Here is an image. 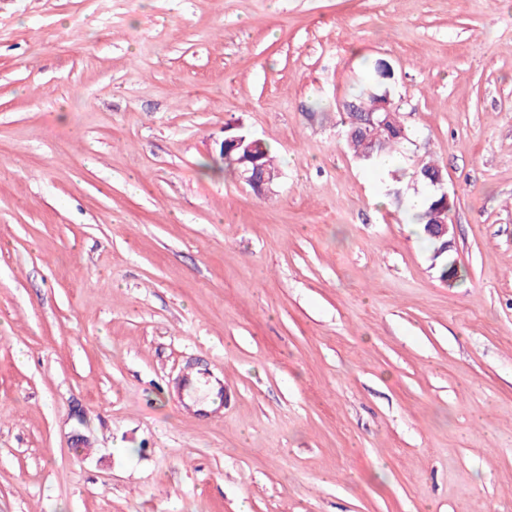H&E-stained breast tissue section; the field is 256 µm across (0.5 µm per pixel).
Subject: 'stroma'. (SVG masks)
<instances>
[{
	"mask_svg": "<svg viewBox=\"0 0 512 512\" xmlns=\"http://www.w3.org/2000/svg\"><path fill=\"white\" fill-rule=\"evenodd\" d=\"M430 160L455 280L385 195ZM0 512H512V0H0ZM390 77V66L383 60L375 61L369 70L368 84L343 106L346 117L342 124L346 127V143L354 154L361 152L360 160L363 162L373 163L383 156H396L403 151L406 143L410 142L408 130L400 119L392 120L389 105L379 104L375 107L377 102L384 98L387 91H382L381 88ZM374 107L375 109L370 112ZM366 112H368L366 121L368 127L385 126L392 121L390 126L372 130L374 139L372 146L363 144V141L372 143L368 128L363 131L364 140L359 136H349V132L363 126ZM366 153H369V156ZM259 140L261 142L256 145L253 157L257 160V164L260 166V172H262L263 169L274 173V155L271 152L270 144L263 139ZM241 179L250 185L257 186L269 182L271 178L267 176L265 172L259 173V169L255 167L253 170L246 168L242 173Z\"/></svg>",
	"mask_w": 512,
	"mask_h": 512,
	"instance_id": "1",
	"label": "stroma"
}]
</instances>
